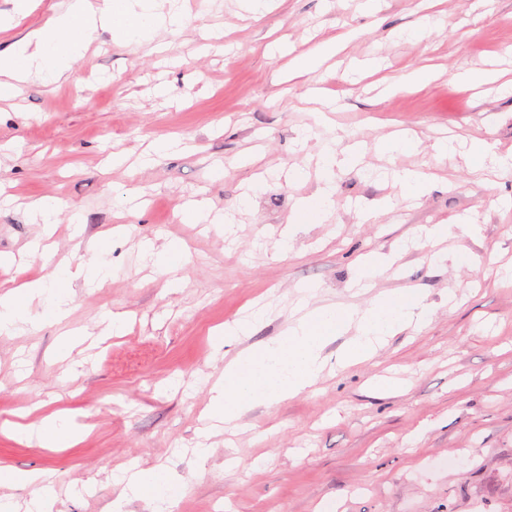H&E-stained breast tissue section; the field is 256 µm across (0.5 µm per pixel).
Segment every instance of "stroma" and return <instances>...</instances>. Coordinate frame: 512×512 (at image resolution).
<instances>
[{
	"label": "stroma",
	"mask_w": 512,
	"mask_h": 512,
	"mask_svg": "<svg viewBox=\"0 0 512 512\" xmlns=\"http://www.w3.org/2000/svg\"><path fill=\"white\" fill-rule=\"evenodd\" d=\"M178 3L183 31L162 29L140 45L99 33L69 80L34 79L0 103V255L14 261L0 282L77 266L94 241L109 244L115 270L99 287L71 282L64 322L0 336V467L53 473V512H112L113 474L159 467L186 489L173 512H512V173L469 164L477 140L512 153V92L457 79L485 70L512 79V0H375L371 15L359 0H267L253 15L245 0ZM424 17L433 26L421 34ZM301 55L322 64L297 74ZM421 68L432 74L425 86L389 91ZM162 83L170 94H158ZM319 92L340 100L327 124ZM402 131L418 152L380 156V137ZM445 136L454 150L436 157ZM171 137L181 146L153 168L109 165L113 149L134 158ZM332 138L359 149L364 164L336 170L329 221L284 240ZM246 153L254 164H239ZM423 165L436 180L420 198L384 178ZM297 166L309 176L289 183ZM251 185L256 204L245 208ZM44 196L64 204L48 228L30 208ZM383 199L388 209L363 221L362 209ZM191 200L223 213L232 233L183 223L179 208ZM75 210L84 224H71ZM465 218L476 235L459 228ZM426 224L449 225L444 259L412 243ZM44 236L47 255L32 253ZM175 242L189 248L177 288L142 252ZM403 243L392 269L354 288L362 256ZM463 253L471 264H457ZM306 286L317 289L314 307H364L381 292L417 288L434 314L372 360L250 407L234 434L211 432L208 456L195 459L225 364L281 336ZM255 304L267 309L257 333L214 346V330ZM108 311L126 317L124 335L104 338ZM72 333L101 340L80 367L59 356ZM383 377L397 390H376ZM36 406L67 410L79 441L42 448L16 437L19 412Z\"/></svg>",
	"instance_id": "stroma-1"
}]
</instances>
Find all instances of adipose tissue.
Here are the masks:
<instances>
[{
  "label": "adipose tissue",
  "mask_w": 512,
  "mask_h": 512,
  "mask_svg": "<svg viewBox=\"0 0 512 512\" xmlns=\"http://www.w3.org/2000/svg\"><path fill=\"white\" fill-rule=\"evenodd\" d=\"M183 17L178 12H157L155 0H69L64 11L42 27L27 31L8 47L0 49V100L16 96L20 82L30 76L51 82L63 79L74 58L82 55L98 31H106L117 39L128 41L143 38L155 28L179 30ZM323 176L317 190L299 198L289 222L292 228L320 224L328 220L335 205L333 174L335 169L356 166L359 154L350 149L336 152L325 147L321 157ZM67 275L55 272L42 279L27 282L0 294V335L23 327L35 328L44 321H61L68 317L72 299L66 288ZM42 305L40 312L30 310L32 301ZM31 442L44 448L66 446L78 433L68 413L55 412L21 429ZM0 485L7 494L0 496V512H51L54 493L44 473H18L0 469ZM40 486L39 496L19 503L13 490ZM125 495L155 501L160 512H169L184 493L183 487L172 483L165 470L136 472L126 476Z\"/></svg>",
  "instance_id": "adipose-tissue-1"
}]
</instances>
